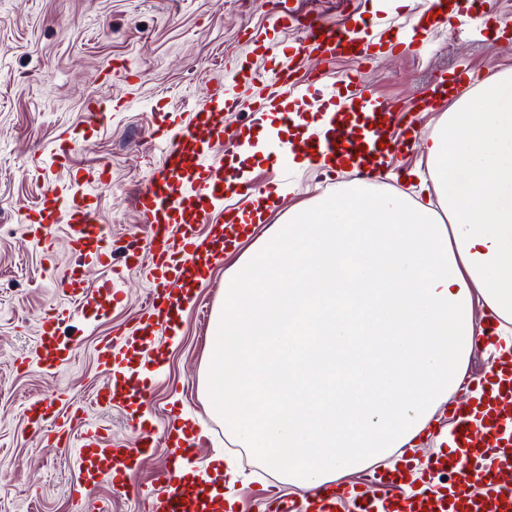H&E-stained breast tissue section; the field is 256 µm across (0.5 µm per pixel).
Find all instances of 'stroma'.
Masks as SVG:
<instances>
[{"mask_svg":"<svg viewBox=\"0 0 512 512\" xmlns=\"http://www.w3.org/2000/svg\"><path fill=\"white\" fill-rule=\"evenodd\" d=\"M288 4L331 22L348 12L366 14L383 29L411 24L427 0ZM276 19L269 0H0V512H78L70 494V460L63 449L29 436L25 401L67 392L85 402L88 419L107 428L113 443L133 442L121 408L105 411L90 400L100 381L97 341L135 323L150 263L149 255H141L139 268L127 277L124 308L67 324L76 338L68 369L50 374L21 368L42 315L61 301L57 279L70 262L63 227L54 228L47 244L33 245L26 239L23 212L36 207L47 184L66 187L76 170L104 165L112 182L100 191L101 223L118 240L145 236L135 198L160 162L159 151L148 144L163 120L156 102L185 114L221 86L240 58L250 57L254 68L267 69L269 57L252 53L254 40L281 48L299 39L296 28H278ZM487 43L486 30L475 23L455 37L439 29L422 51L380 52L361 81L376 96L408 101L445 72H467L476 83L512 70V38H499L492 51ZM111 62L132 64L137 79L127 83L105 76L103 69ZM92 98L111 101L112 110L90 127L84 108ZM72 130L86 131V142L65 166L51 165L53 145ZM240 175L259 185L290 182L296 190L213 265L197 298L186 305L178 334L162 337L165 364L142 414L158 433L178 409L190 425L211 428L213 436L200 449L198 465L214 458L232 461L240 473L233 492L238 512H259L254 488L272 483L273 477L259 455L238 447L226 434L199 388L211 333L202 314L223 301L225 274L269 226L285 223L289 210L309 206L327 191L313 166L284 174L273 161L252 160L243 163Z\"/></svg>","mask_w":512,"mask_h":512,"instance_id":"1","label":"stroma"}]
</instances>
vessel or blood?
<instances>
[{
	"mask_svg": "<svg viewBox=\"0 0 512 512\" xmlns=\"http://www.w3.org/2000/svg\"><path fill=\"white\" fill-rule=\"evenodd\" d=\"M463 11L492 32H512V18L497 12L495 0H428L415 28L423 33L453 28ZM367 22L364 16L336 24L308 16L296 21L288 14L281 19L283 27L295 25L302 32V40L292 47V54H312L324 62L349 55L363 70L374 59L375 45L391 51L413 47V40L399 31L381 35L375 45L361 41L356 29ZM261 78L274 86L275 93L258 104V111L278 113L286 126L308 121L306 93L290 70L272 66L262 72ZM466 82L465 73L457 72L437 80L406 106L370 96L354 108L339 100L358 83L357 76H346L340 80L337 92L318 106L320 114L328 118L323 130L292 142L290 153H283L274 143L269 145L268 153L283 166L292 154L313 162L332 158L339 168L351 169L358 178L376 179L393 153L413 147L414 136L420 131L419 113L447 104ZM240 106L236 98L216 91L196 104L188 124L173 120L154 131L161 161L135 203L139 219L149 231L144 246H136L131 236L113 240L109 228L101 224L98 190L111 182L103 166L73 173L72 188L46 187L38 209L23 218L30 241L38 245L56 225L66 226L71 260L59 280L65 301L42 317L30 355L32 363L49 372L67 368L75 355V343L64 335L62 324L77 314L105 316L123 307L127 298L119 281L125 272L137 268L141 250L152 254L142 317L131 333L116 341L103 338L96 347L103 373L93 398L96 406H117L128 419L140 420L141 405L152 387L145 368L163 366V354L155 344L157 336L178 326L184 298L195 293L206 270L237 240L239 219L235 210L225 208L224 195H246L253 186L237 177L232 155H216L213 146L228 140L234 148L243 147L241 132L224 124L225 113ZM400 119L409 132L402 140L393 134ZM214 218L220 222L219 230L200 237L199 225ZM116 250L124 258L120 270L112 266ZM88 265L110 269L111 274L101 285L90 286L83 275ZM479 383L483 399L478 406L454 400L448 403L456 446L437 458L434 467L453 474V482L437 484L430 478L412 473L403 476L377 465L346 485L343 492L327 486L308 495L310 512H338L344 494L351 497L353 512H376L381 505L386 512H512V432L503 430L504 420L512 418V354L501 357L492 372L480 376ZM24 416L28 431L35 436L48 425L61 427L57 445L73 461L76 479L71 491L77 502L86 503L89 494L104 481L114 490L139 497L134 476L140 458L156 446L151 429H142L134 446H117L111 434L85 423L82 408L60 404L55 398L28 401ZM163 439L171 449L170 464L157 477L161 491L152 496L148 512H230L224 500L221 466H213L204 479L183 471L195 450L204 447L203 437L188 434L173 423ZM259 498L263 512H296L294 501L275 487L262 490Z\"/></svg>",
	"mask_w": 512,
	"mask_h": 512,
	"instance_id": "1",
	"label": "vessel or blood"
}]
</instances>
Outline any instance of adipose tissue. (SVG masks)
Here are the masks:
<instances>
[{
  "mask_svg": "<svg viewBox=\"0 0 512 512\" xmlns=\"http://www.w3.org/2000/svg\"><path fill=\"white\" fill-rule=\"evenodd\" d=\"M421 146L437 206L346 183L224 277L202 393L296 489L419 447L449 394L479 399L474 353L512 351V70L457 97Z\"/></svg>",
  "mask_w": 512,
  "mask_h": 512,
  "instance_id": "obj_1",
  "label": "adipose tissue"
}]
</instances>
